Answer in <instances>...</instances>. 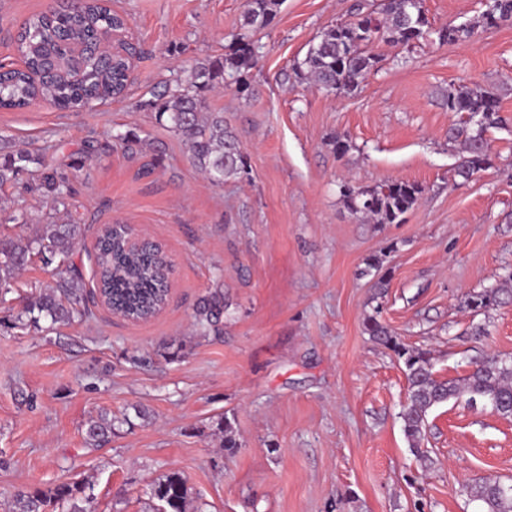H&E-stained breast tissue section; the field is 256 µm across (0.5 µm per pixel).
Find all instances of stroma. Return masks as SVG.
I'll list each match as a JSON object with an SVG mask.
<instances>
[{"instance_id": "obj_1", "label": "stroma", "mask_w": 512, "mask_h": 512, "mask_svg": "<svg viewBox=\"0 0 512 512\" xmlns=\"http://www.w3.org/2000/svg\"><path fill=\"white\" fill-rule=\"evenodd\" d=\"M64 2L0 0V64L19 63L23 21ZM355 2L282 0L257 35L264 55L249 92L220 83L206 93L249 166L221 185L146 103L229 51L246 0H112L137 50L123 97L0 110V137L39 151L71 189L63 209L29 175L1 184L0 238L84 224L71 261L88 278L99 229L120 222L161 243L172 265L166 306L140 322L94 303L81 321L14 326L58 280L37 255L0 293V512H12L18 490L62 482L78 485L86 512H154L153 487L172 473L189 512H479L465 485L512 483V419L463 398L430 411L426 459L410 452L404 373L362 327L380 314L405 344L430 350L445 380H462L477 359L512 357V302L485 314L465 305L512 267V23L457 44L377 45L378 72L349 96L302 82L295 63ZM424 9L438 29L474 22L483 6ZM452 82L491 89L506 120L489 134L494 168L463 185L443 97ZM128 133L139 139L132 154L120 141ZM337 133L351 144L342 157ZM383 179L423 189L404 223H368L340 196L342 181ZM218 288L224 332L199 338L196 308ZM103 411L117 422L95 447L86 425Z\"/></svg>"}]
</instances>
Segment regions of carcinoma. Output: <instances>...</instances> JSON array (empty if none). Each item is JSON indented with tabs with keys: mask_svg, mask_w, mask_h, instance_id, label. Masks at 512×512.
Wrapping results in <instances>:
<instances>
[{
	"mask_svg": "<svg viewBox=\"0 0 512 512\" xmlns=\"http://www.w3.org/2000/svg\"><path fill=\"white\" fill-rule=\"evenodd\" d=\"M281 2L248 0L243 27L253 31L269 27L277 17ZM120 22L122 19L117 15L84 0L67 12L31 18L32 28L52 29L59 41L18 34L25 68L0 72V109H21L39 96L61 110H68L82 105L90 96L105 99L123 89L127 82V64L123 59L111 55L104 60L90 59L83 79L75 82L71 79V61L62 46L68 40L90 44L104 28ZM504 22H512V0H485L482 25L490 28ZM474 31L475 25L471 23H450L433 30L423 0H414L409 18L405 16V0H381L373 10L358 3L354 18L330 25L295 64V72L336 96L350 95L368 74L378 70L381 56L373 51L375 45L385 43L408 48L433 34L442 44H455L470 38ZM261 49L248 35L241 34L224 56L197 63L186 84L147 101V106L156 112L158 123L181 139L195 166L216 184L248 173V163L234 133L224 127V114L205 111L203 96L219 82L233 83L239 91H247L246 75L256 65ZM31 70L42 73L40 84L30 82ZM444 97L448 111L455 117L448 130V142L458 144L462 153L454 173L466 182L493 167L495 154L488 133L503 126L500 105L493 92L465 83L448 84ZM23 171L35 173L36 190L57 205L67 206L68 185L56 171L44 167L39 155L20 150L0 158V183ZM340 192L353 213L368 216L377 224H399L416 205L422 187L407 181L383 180L372 186L345 183ZM83 235L80 224L49 222L27 242L1 240L0 286L10 283L16 271L27 263L32 249H37L43 262L51 265L58 259H66ZM128 236L123 228L116 230L104 225L94 244L95 288L87 290L83 275L72 270L59 285L60 291L52 288L41 292L16 320L33 324L42 320L53 324L81 320L89 314L88 307L81 303L88 297L94 300L98 296L108 307L138 321L152 318L168 301L169 261L160 244L130 246ZM510 300L512 270L497 285L468 297L467 306L474 311H487ZM223 313L224 295L217 290L196 309L197 334H221ZM363 330L402 364L407 381V397L401 412L403 433L416 456L426 457L422 442L429 411L450 399L466 395L468 402L479 400L491 413L512 418V360L486 357L474 363L463 381L440 380L433 372L430 353L403 343L378 314L364 318ZM113 426L111 416L98 415L87 424V440L99 444L112 433ZM78 493L79 489L70 484L47 492L22 491L16 496L13 512H45L48 506L59 502L69 504V512H85L79 505ZM467 493L481 503L482 512H512V485L498 479L485 478L467 487ZM154 497L166 512H187L188 489L176 474L155 485Z\"/></svg>",
	"mask_w": 512,
	"mask_h": 512,
	"instance_id": "cac0c4a2",
	"label": "carcinoma"
}]
</instances>
